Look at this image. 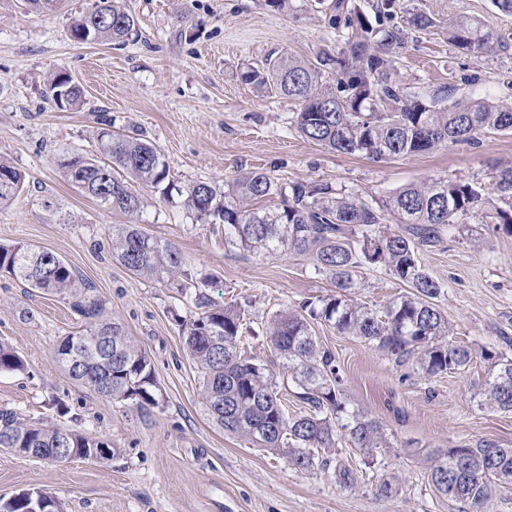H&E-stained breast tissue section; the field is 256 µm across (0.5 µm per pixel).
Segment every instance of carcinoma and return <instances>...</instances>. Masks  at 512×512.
<instances>
[{
    "instance_id": "1",
    "label": "carcinoma",
    "mask_w": 512,
    "mask_h": 512,
    "mask_svg": "<svg viewBox=\"0 0 512 512\" xmlns=\"http://www.w3.org/2000/svg\"><path fill=\"white\" fill-rule=\"evenodd\" d=\"M319 5L325 0H316ZM327 5V4H325ZM375 22L343 0L327 5L329 22L341 30L344 47L336 55L322 52L312 61L283 53L242 72L244 82L299 104L296 129L325 148L363 154L375 162L430 151L438 146L474 143L481 134L512 132V105L493 99L462 100L451 106L443 90L416 94L396 80L393 50L402 43L403 26L426 31L435 19L410 0H372ZM96 41L123 44L136 32L124 0H93L71 25L79 41L84 31ZM448 42L472 53L507 51L504 40L485 22L462 17L448 24ZM336 75L337 85L329 76ZM98 154L65 153L57 165L78 188L130 217L112 228V258L131 274L158 280L176 290L179 301L190 299L198 312L180 323L185 351L200 373L201 404L211 422L249 448L282 456L288 465L308 471L320 464L322 451L345 439L353 447L385 448L381 424L366 411L350 408L334 354L312 334L309 321L319 320L340 335L354 336L398 363L415 360L423 374L437 377L462 373L473 358L492 361L487 380L477 393L479 406L512 411V358L473 349L453 340V328L436 300L442 285L421 266L419 251L443 241L462 216L487 218L512 234V168L500 170L488 187L434 179L408 185L375 206L356 194L331 186L296 182L281 185L263 172H247L223 192L206 182L177 185L161 150L144 137L110 128L97 135ZM159 192L163 201L181 204L202 224H224V242L244 251L275 256L305 254L316 272L332 279L334 291L316 297L300 310L274 313L262 331L279 367L298 386L309 411L291 416L283 392L267 365L245 355V310L236 303L210 304L206 276L189 269L171 244L144 233L137 218L148 199L134 185ZM24 176L0 160V204L16 197ZM278 195L277 210L254 201ZM407 224V233L385 226L388 220ZM383 266L410 291L376 311L356 298L359 273ZM29 288L67 296L86 319L82 329L63 337L54 348L61 370L77 387L114 404L139 409L156 407L163 393L153 361L123 325L104 314L92 296L94 288L51 252L23 243L0 244V273ZM25 364L8 343L0 342V373L20 372ZM112 442L74 428L29 422L0 409V450L57 461L66 450L78 456ZM434 488L460 503L462 512H484V504L503 485H512V448L495 442L450 448L430 471ZM0 512H63L58 497L22 490L0 504Z\"/></svg>"
}]
</instances>
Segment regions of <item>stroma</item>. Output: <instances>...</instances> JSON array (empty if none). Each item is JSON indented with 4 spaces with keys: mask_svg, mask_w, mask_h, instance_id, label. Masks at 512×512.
<instances>
[{
    "mask_svg": "<svg viewBox=\"0 0 512 512\" xmlns=\"http://www.w3.org/2000/svg\"><path fill=\"white\" fill-rule=\"evenodd\" d=\"M92 0H61L47 14L24 0H0V159L19 170L22 191L0 206V243L21 242L64 259L92 283L105 312L120 320L152 358L165 396L140 410L113 405L73 385L53 346L83 317L71 300L0 276V341L24 359L20 373H0V409L33 422L80 426L112 441L110 460L62 463L0 451V499L23 489L50 492L64 512H459L434 490L430 469L447 449L482 440L512 446V413L479 409L475 394L490 365L462 374L424 377L415 362L390 356L332 327L312 323L333 351L344 397L378 420L389 445L366 453L338 441L329 467L297 471L286 459L257 451L215 427L199 403V372L183 349L178 317L193 307L162 282L136 277L113 261L110 233L125 214L102 207L68 181L56 164L62 151H97L103 122L139 131L164 153L180 185L223 187L239 174L262 171L275 181L320 183L379 203L400 188L431 179L487 184L512 166V133L490 132L461 143L376 163L333 153L302 138L295 101L246 84L242 71L270 54L310 60L337 53L343 42L314 0H291L280 11L265 0H126L138 36L123 46L79 43L74 18ZM436 28L403 30L395 52L397 79L418 94L447 86L503 99L512 51L465 53L449 43L446 26L460 17L485 20L512 36V15L491 0H424ZM64 72L80 86L79 108L59 107L47 89ZM459 230L419 260L443 286L438 300L457 340L512 357V236L467 215ZM143 230L174 245L187 264L210 277L216 304L238 303L254 325L273 313L329 294V276L303 254L260 256L224 242L220 224H198L180 203L155 200ZM357 297L377 309L405 286L376 267L364 270ZM359 473L356 488L340 486L333 460ZM394 479L392 496L377 495Z\"/></svg>",
    "mask_w": 512,
    "mask_h": 512,
    "instance_id": "1",
    "label": "stroma"
}]
</instances>
